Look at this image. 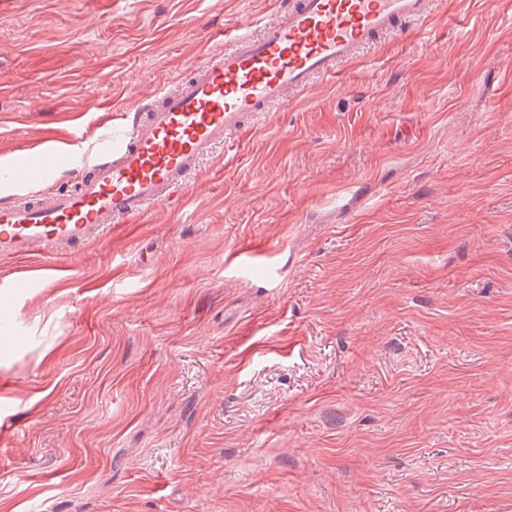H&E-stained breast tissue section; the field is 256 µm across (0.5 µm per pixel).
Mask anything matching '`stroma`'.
Instances as JSON below:
<instances>
[{
	"instance_id": "stroma-1",
	"label": "stroma",
	"mask_w": 512,
	"mask_h": 512,
	"mask_svg": "<svg viewBox=\"0 0 512 512\" xmlns=\"http://www.w3.org/2000/svg\"><path fill=\"white\" fill-rule=\"evenodd\" d=\"M274 0H0V155L89 153ZM0 512H512V0L429 17L176 198L0 259Z\"/></svg>"
}]
</instances>
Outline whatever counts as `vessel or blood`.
<instances>
[{
    "mask_svg": "<svg viewBox=\"0 0 512 512\" xmlns=\"http://www.w3.org/2000/svg\"><path fill=\"white\" fill-rule=\"evenodd\" d=\"M434 0H279L260 34L239 27L210 59L151 103L114 113L92 160L52 148L0 163V258L66 252L102 239L123 217L171 199L218 147L305 93L382 37L428 18ZM73 184L14 197V170Z\"/></svg>",
    "mask_w": 512,
    "mask_h": 512,
    "instance_id": "obj_1",
    "label": "vessel or blood"
}]
</instances>
